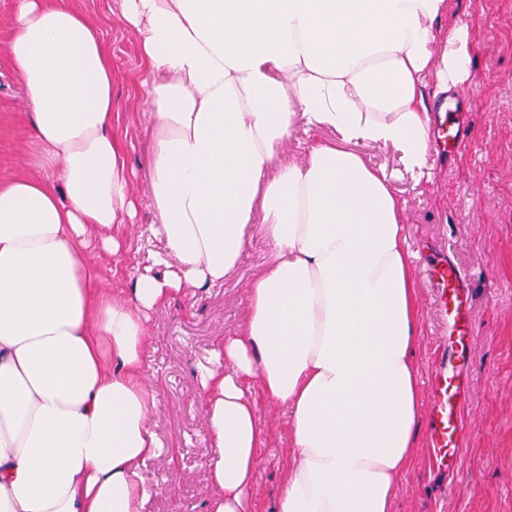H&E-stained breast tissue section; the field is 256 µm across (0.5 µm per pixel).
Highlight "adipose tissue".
Here are the masks:
<instances>
[{"label": "adipose tissue", "instance_id": "adipose-tissue-1", "mask_svg": "<svg viewBox=\"0 0 512 512\" xmlns=\"http://www.w3.org/2000/svg\"><path fill=\"white\" fill-rule=\"evenodd\" d=\"M451 0H120L152 112L141 142L163 242L132 288L101 287L83 239L135 216L97 28L17 0L6 48L30 109L28 167L0 178V512H144L147 322L223 284L256 225L277 254L240 334L199 366L216 448L208 512H254L256 395L288 412L277 512H391L417 446V282L393 176L427 173L430 110L468 78ZM332 130L286 158L295 129ZM357 150L361 151L376 166H383L388 170L402 169L397 153L390 147L367 146L358 147Z\"/></svg>", "mask_w": 512, "mask_h": 512}]
</instances>
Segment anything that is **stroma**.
I'll return each instance as SVG.
<instances>
[{
	"label": "stroma",
	"mask_w": 512,
	"mask_h": 512,
	"mask_svg": "<svg viewBox=\"0 0 512 512\" xmlns=\"http://www.w3.org/2000/svg\"><path fill=\"white\" fill-rule=\"evenodd\" d=\"M97 26L112 64V132L127 146L135 172V223L122 231L117 253L88 244L102 274V287H129L130 275L145 270L161 244L154 220L147 166L138 151L149 103L137 84L136 36L123 25L120 0H70ZM15 20V0H0V174L24 162L30 146L29 113L6 51ZM445 27L468 33L470 75L455 95L465 115L466 141L453 152L433 151L430 175L403 176L395 191L405 202L407 245L419 280L418 380L427 383L444 333L428 289L426 262L448 255L466 275L472 293V329L477 338L468 367L470 397L464 419L472 432L464 441L458 469L435 482L427 458V421H420L412 466L398 481L392 512H512V0H451ZM274 249L255 228L241 264L224 284L187 286L157 310L148 324L151 347L145 384L156 405L151 427L173 456H160L144 469L156 493L145 512H207L211 487L205 465L213 455L199 406L196 366L216 339L242 330L248 288L273 261ZM266 429L256 473L255 512H276L288 464L289 433L283 407L257 396Z\"/></svg>",
	"instance_id": "35a3bbf8"
}]
</instances>
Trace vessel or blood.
<instances>
[{"mask_svg": "<svg viewBox=\"0 0 512 512\" xmlns=\"http://www.w3.org/2000/svg\"><path fill=\"white\" fill-rule=\"evenodd\" d=\"M433 135L446 145L458 147L463 142L461 124L449 113L434 124ZM427 283L438 300L448 331L428 380L431 397L429 460L436 474L444 477L457 468L463 442L470 431L462 412L469 398L466 369L475 338L470 332V290L465 275L453 261L440 260L429 270Z\"/></svg>", "mask_w": 512, "mask_h": 512, "instance_id": "vessel-or-blood-1", "label": "vessel or blood"}]
</instances>
